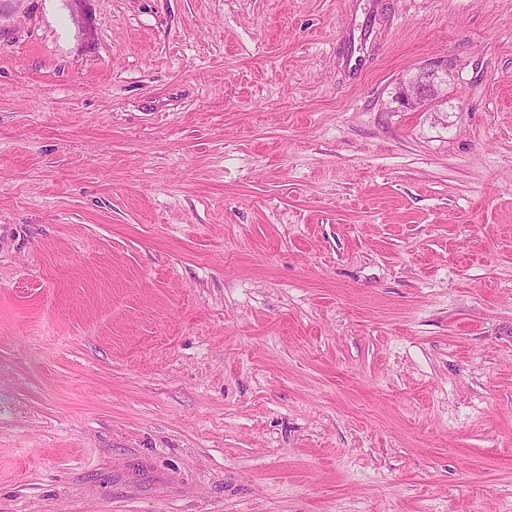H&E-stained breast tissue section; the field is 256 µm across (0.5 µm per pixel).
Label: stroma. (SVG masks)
Masks as SVG:
<instances>
[{"label":"stroma","instance_id":"1","mask_svg":"<svg viewBox=\"0 0 512 512\" xmlns=\"http://www.w3.org/2000/svg\"><path fill=\"white\" fill-rule=\"evenodd\" d=\"M2 225L0 512H512V0H0ZM438 73V67H425L418 76L401 84L397 96L399 104L411 109L438 99L443 91Z\"/></svg>","mask_w":512,"mask_h":512}]
</instances>
